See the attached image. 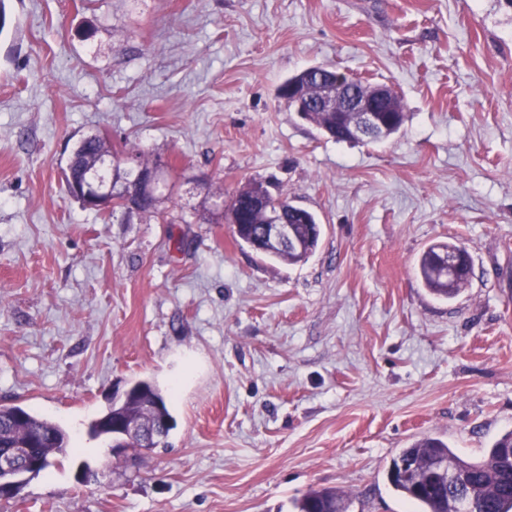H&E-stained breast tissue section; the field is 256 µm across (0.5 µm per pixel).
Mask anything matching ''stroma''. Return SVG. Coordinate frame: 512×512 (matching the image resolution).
I'll return each instance as SVG.
<instances>
[{
  "label": "stroma",
  "instance_id": "obj_1",
  "mask_svg": "<svg viewBox=\"0 0 512 512\" xmlns=\"http://www.w3.org/2000/svg\"><path fill=\"white\" fill-rule=\"evenodd\" d=\"M0 29V404L74 452L0 512H409L386 471L434 436L477 460L512 430V0H5ZM324 64L393 87L379 143L278 98ZM169 161L159 213L65 191L85 137ZM261 181L323 226L306 261L237 241L216 184ZM472 275L438 300L429 244ZM168 395L133 463L88 420L135 382ZM460 246L462 245L453 242L434 243L424 249L416 260L422 285L438 299L448 300L456 297L469 282L470 277L466 270L470 272V267H461L451 274L442 272L437 265L438 251L445 249L448 253L454 252V255L448 260L446 253H441L440 263L460 267L463 253L455 252ZM350 496L336 488L310 489L295 503L296 512H347Z\"/></svg>",
  "mask_w": 512,
  "mask_h": 512
}]
</instances>
